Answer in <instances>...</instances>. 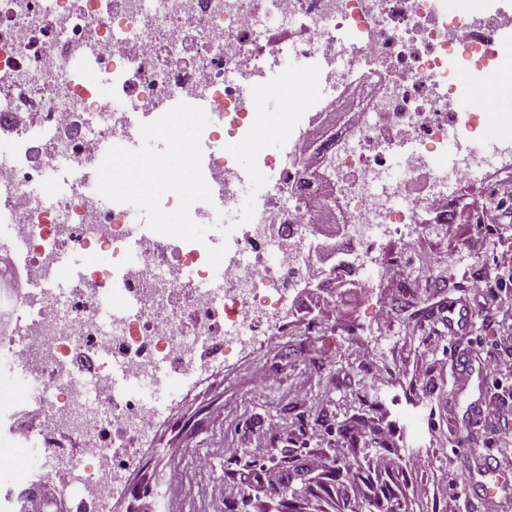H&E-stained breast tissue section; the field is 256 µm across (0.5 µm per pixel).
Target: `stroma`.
Returning <instances> with one entry per match:
<instances>
[{"label": "stroma", "mask_w": 512, "mask_h": 512, "mask_svg": "<svg viewBox=\"0 0 512 512\" xmlns=\"http://www.w3.org/2000/svg\"><path fill=\"white\" fill-rule=\"evenodd\" d=\"M490 168L461 188L447 223L405 225L403 239L362 253L355 287L325 288L331 314L308 311L296 296L280 332L184 378L96 512H126L132 485L171 482L187 490L178 512H211L216 490L235 485L237 460L266 469L287 446L296 451L289 489L309 485L300 464L312 453L352 472L344 488L327 482L306 512L327 501L330 512H452V501L453 512H494L480 491L483 459L512 454V418L491 433L473 415L512 392V376L491 367L512 318V274L495 265L512 253V155L493 157ZM494 208L499 223H483ZM477 235L486 240L480 253L467 246ZM477 279L505 282L508 301L475 294ZM458 353L473 361L472 385L457 377ZM360 414L378 420L385 439L361 438L353 456L340 428Z\"/></svg>", "instance_id": "1"}]
</instances>
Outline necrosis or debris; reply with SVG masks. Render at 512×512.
<instances>
[{
    "mask_svg": "<svg viewBox=\"0 0 512 512\" xmlns=\"http://www.w3.org/2000/svg\"><path fill=\"white\" fill-rule=\"evenodd\" d=\"M510 21L512 0H487L478 16L459 0H0V234L26 240L35 280L61 249L108 257L85 269L84 287L57 289L32 308L20 334L0 336V448L25 451L19 473L0 478V512L38 504L41 453L52 455L48 478L70 488L76 512L110 493L126 451L157 419L141 393H116L113 369L159 387V367L180 378L272 334L273 311L305 270L298 247L324 212L320 186L288 195L308 136H291L279 154L258 136L249 101L268 72L288 79V60L310 68V83L291 85L296 111L328 122L337 191L361 228L347 246L367 248L421 214L446 212L479 167L473 151L453 168L436 158L450 130L475 141L485 83L512 73L496 51ZM465 91L473 102L464 114ZM202 93L211 110L184 148L212 142L209 163L163 171L174 191L161 202L144 186L145 207L211 222L198 198L220 181L232 212L238 165L217 145L222 132L281 184L252 224L225 225L224 244L237 254L216 275L203 236L173 244L154 233L129 256L123 244L136 227L120 201L75 180L49 183L120 144L131 113L164 116L174 100ZM185 292L198 323L191 335L174 301ZM52 366L63 375L56 392L41 378ZM65 429L83 437L84 462L56 449Z\"/></svg>",
    "mask_w": 512,
    "mask_h": 512,
    "instance_id": "1",
    "label": "necrosis or debris"
}]
</instances>
